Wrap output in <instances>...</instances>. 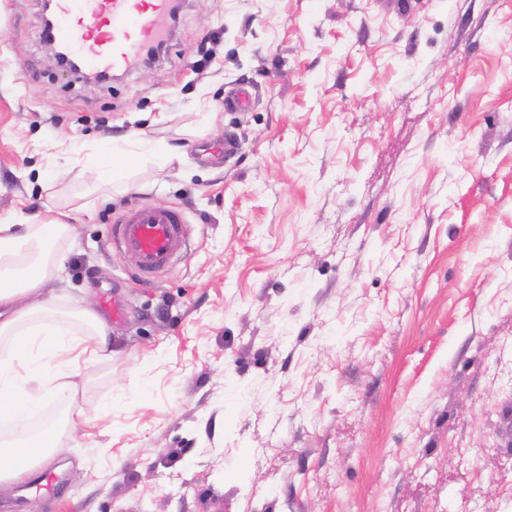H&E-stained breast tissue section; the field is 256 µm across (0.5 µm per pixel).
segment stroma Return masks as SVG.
Segmentation results:
<instances>
[{"instance_id":"stroma-1","label":"stroma","mask_w":512,"mask_h":512,"mask_svg":"<svg viewBox=\"0 0 512 512\" xmlns=\"http://www.w3.org/2000/svg\"><path fill=\"white\" fill-rule=\"evenodd\" d=\"M42 13L0 0V215L68 213L45 289L113 355L0 512H512V0H185L108 84ZM144 203L188 239L150 282L112 243ZM143 141L136 135H129L123 142V146H112L111 159L104 162L105 175L111 181L120 180L141 159L142 154L136 151Z\"/></svg>"}]
</instances>
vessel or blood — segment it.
Listing matches in <instances>:
<instances>
[{"mask_svg":"<svg viewBox=\"0 0 512 512\" xmlns=\"http://www.w3.org/2000/svg\"><path fill=\"white\" fill-rule=\"evenodd\" d=\"M173 0H55L53 35L88 73L132 69L165 43ZM184 217L175 208L143 204L112 227V239L135 261L141 278L167 270L186 246Z\"/></svg>","mask_w":512,"mask_h":512,"instance_id":"1","label":"vessel or blood"}]
</instances>
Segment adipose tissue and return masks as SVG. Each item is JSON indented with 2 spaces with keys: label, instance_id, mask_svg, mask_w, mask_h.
<instances>
[{
  "label": "adipose tissue",
  "instance_id": "ef3b65f1",
  "mask_svg": "<svg viewBox=\"0 0 512 512\" xmlns=\"http://www.w3.org/2000/svg\"><path fill=\"white\" fill-rule=\"evenodd\" d=\"M74 225L48 216L27 220L0 216V417L13 422V434L0 443V485L32 473L62 451L61 437L95 418L77 409L80 365L110 359L107 323L91 308L62 307L44 298V283L63 268L61 248ZM52 402L60 421L39 433L29 423Z\"/></svg>",
  "mask_w": 512,
  "mask_h": 512
}]
</instances>
